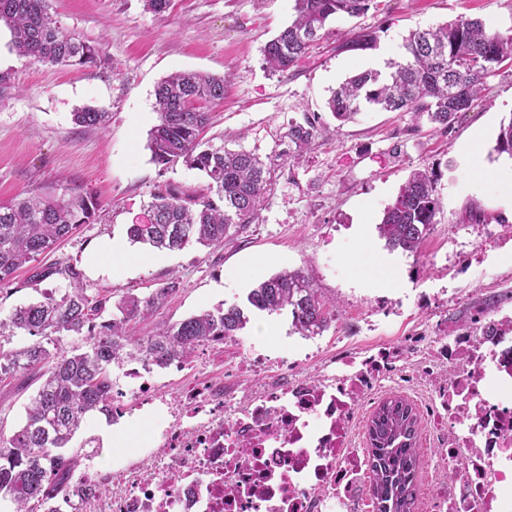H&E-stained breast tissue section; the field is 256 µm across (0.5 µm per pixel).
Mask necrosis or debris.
Segmentation results:
<instances>
[{
    "label": "necrosis or debris",
    "mask_w": 512,
    "mask_h": 512,
    "mask_svg": "<svg viewBox=\"0 0 512 512\" xmlns=\"http://www.w3.org/2000/svg\"><path fill=\"white\" fill-rule=\"evenodd\" d=\"M400 357L342 353L317 376H285L281 359L251 352V376L233 400L215 378L158 394L152 362L132 358L112 382V419L157 407L163 421L140 445L88 452L70 512H367L365 457L346 424ZM418 377H435L422 411L433 441L461 477L441 486L431 512H512V327L476 325L437 337ZM151 463L154 476L145 478Z\"/></svg>",
    "instance_id": "4bbe7bcc"
}]
</instances>
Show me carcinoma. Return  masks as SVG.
<instances>
[{"label":"carcinoma","mask_w":512,"mask_h":512,"mask_svg":"<svg viewBox=\"0 0 512 512\" xmlns=\"http://www.w3.org/2000/svg\"><path fill=\"white\" fill-rule=\"evenodd\" d=\"M375 0H294L295 19L263 48V63L285 75L321 38L333 18L360 17ZM11 33L12 48L30 64L92 66L100 47L65 32L49 12V0H0V26ZM377 32L362 28L336 46L339 52L377 47ZM512 62V34L489 32L479 18L460 17L404 39L399 60L385 68L349 76L327 101L343 125L377 105L383 112H408L447 129L487 90V79ZM224 78L198 72H175L155 90L157 123L149 131L151 160L167 167L179 161L208 179L209 194L184 197L169 188L148 204L155 222L132 224L129 240L157 250L189 245L222 246L237 238L262 209L272 181L270 166L243 148L229 150L203 141L209 114L203 104L224 99ZM75 121L101 128L108 113L84 108ZM316 120L288 129L287 158L313 146ZM494 151L512 159V116L500 124ZM442 208L437 179L416 169L384 210L377 229L391 250L416 254ZM99 209L91 192L72 189L60 196L41 195L0 203V284L19 269L52 250L89 223ZM30 281L55 276L71 287L14 309L0 330L19 331L34 341L0 348V376L18 375L40 382L26 407L25 419L7 434L0 428V499L14 512H41L50 500H65L75 491L74 475L83 449L70 443L88 416L112 417L111 367L139 356L164 367L188 360L195 349L218 336H235L255 312L288 311L294 331L321 336L336 319V304L325 300L301 269L284 270L258 283L240 304L201 310L153 336H138L134 325L162 306L175 291L170 283L147 297H120L110 318H102L110 298L91 295L84 276L72 265L31 266ZM81 336L84 345L67 348L63 338ZM422 421L403 398L382 401L368 424L366 467L371 479L373 512H417L419 469L425 449L419 445Z\"/></svg>","instance_id":"obj_1"}]
</instances>
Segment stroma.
I'll return each mask as SVG.
<instances>
[{
  "label": "stroma",
  "instance_id": "35a3bbf8",
  "mask_svg": "<svg viewBox=\"0 0 512 512\" xmlns=\"http://www.w3.org/2000/svg\"><path fill=\"white\" fill-rule=\"evenodd\" d=\"M294 0H171L164 16L143 0H50L60 26L99 45L91 67L25 63L0 29V203L78 188L96 195L94 221L44 255L81 270L93 294L144 297L175 283L164 305L141 319L138 335H152L203 309L242 302L257 283L282 269H301L321 295L336 303V320L323 335L300 340L287 315H271V334L254 324L240 338L269 354L300 343L302 372H318L330 349L369 352L383 346L407 351L405 371L425 358L433 337L452 315L471 314L482 298L502 296L489 316H512V187L499 171L512 159L494 151L501 122L512 116V66L487 80L486 97L460 114L449 130L398 112H364L337 125L326 107L332 90L355 72L397 55L410 31L466 16L490 31H512V0H378L359 18H339L330 33L285 76L263 66L264 45L291 23ZM375 29L373 51L337 52L338 34ZM194 70L223 76V101L207 104L204 136L216 146L236 136L275 170L269 197L253 223L219 247L157 251L130 244L131 273L91 271L85 257L99 241L125 240L142 221L153 193L172 187L183 195L205 192V175L185 163L163 167L151 160L148 133L157 121L155 88L166 75ZM85 106L109 114L105 128L79 126ZM311 116L318 135L300 160L283 163L289 127ZM474 142L477 158L461 160ZM417 168L435 172L443 209L419 253L391 250L377 226L385 207ZM63 279L32 282L19 272L0 286V320L43 294L64 291ZM241 349L208 346L167 381L207 380L236 361ZM417 394L385 380L348 423L354 447L367 445L366 429L378 404Z\"/></svg>",
  "mask_w": 512,
  "mask_h": 512
}]
</instances>
